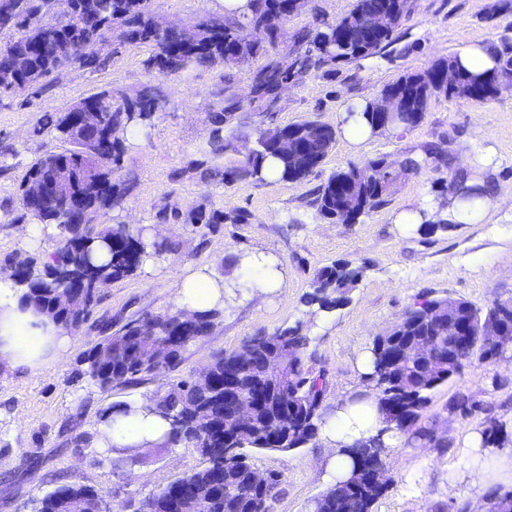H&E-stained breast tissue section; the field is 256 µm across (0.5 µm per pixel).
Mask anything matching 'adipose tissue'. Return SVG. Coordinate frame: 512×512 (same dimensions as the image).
<instances>
[{"mask_svg":"<svg viewBox=\"0 0 512 512\" xmlns=\"http://www.w3.org/2000/svg\"><path fill=\"white\" fill-rule=\"evenodd\" d=\"M224 282L207 269L184 274L177 282L180 307L190 311L205 310L221 303ZM68 344L63 329L50 319L22 310L20 289L6 275L0 276V365L36 370L61 360ZM167 423L159 416L143 412L115 422H104L98 445L102 448L148 447L163 440ZM323 443L331 453L326 464L329 482L346 477L351 461L346 448L381 437L385 445L400 444L399 435L384 431L378 399L374 392L360 390L337 400L334 411L320 428Z\"/></svg>","mask_w":512,"mask_h":512,"instance_id":"adipose-tissue-1","label":"adipose tissue"}]
</instances>
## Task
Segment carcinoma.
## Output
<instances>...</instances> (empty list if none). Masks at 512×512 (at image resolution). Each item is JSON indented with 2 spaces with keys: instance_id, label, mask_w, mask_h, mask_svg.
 <instances>
[{
  "instance_id": "carcinoma-1",
  "label": "carcinoma",
  "mask_w": 512,
  "mask_h": 512,
  "mask_svg": "<svg viewBox=\"0 0 512 512\" xmlns=\"http://www.w3.org/2000/svg\"><path fill=\"white\" fill-rule=\"evenodd\" d=\"M252 10L240 17H209L193 25L197 30L191 39L183 37V30L163 28L157 24L150 10L151 0H72V9L58 11L48 0H0V34L8 40L0 43V64L15 67L11 84L0 88V97L22 94L32 88L44 89L61 71L78 66L95 69L101 57L85 60L80 55L82 46L107 44L112 30H120V38L127 42L150 43L155 54L147 60V67L162 75L175 74L189 65L207 66L217 61L226 68L239 67L257 58L265 59L254 75L263 77L250 86L248 101L259 102L266 111L277 101L275 90L294 77L325 64L348 63L373 54L392 37V32L374 35L369 39L357 32L369 27L375 13L388 7L400 25L412 10V0H355L352 9L339 19L329 22L318 19L315 24L294 35L297 56L291 68L283 69L272 52L283 36V26L293 15L292 0H250ZM43 12L44 21L38 28L25 24L27 13ZM497 64L482 76L460 70L455 59H443L428 69L401 77L381 89L383 94H398L406 101V108L391 117L381 112H365L373 132L394 137L418 126L428 103L436 96L469 98L467 87L482 90L473 100L487 102L495 97L497 83L512 77V51L495 50ZM453 69L459 85L448 87V69ZM223 104L208 113L212 125L211 152L221 153L231 143L223 132L225 114L240 107V101L226 100V90L219 91ZM90 105L99 113V124L76 132L71 126L68 111L46 113L39 120L37 131L48 130L68 144L62 152L47 153L33 163L19 187L24 213L40 224L74 226L75 236L67 237L58 230L55 264H38L33 258L9 256L1 269L10 271L22 300L37 312L50 317L56 324L66 326L73 320L68 306L70 287L77 286L84 293L89 321L102 301V286L132 275L147 256V244L140 235L126 225L87 223L86 215L110 209L134 190L135 182L119 173L117 162L123 149L125 134L130 129H146L157 115L165 111L167 101L159 86L146 84L132 99L114 101L112 92L102 90L90 97ZM278 133H294L306 150L305 160L288 155L277 147L276 136L260 132L252 154L239 166L220 173L226 182L247 177H259L264 163L275 160L281 177L289 180L306 178L324 160L332 149L336 131L313 120H304L276 128ZM67 167L70 174L69 207L60 199L31 198L26 184L44 177L48 164ZM390 161L381 156L347 167L331 174L317 190L314 199L318 215L326 220L345 222L348 216L359 219L385 202L392 179L380 180ZM156 220L167 222L183 220L186 224H221L224 213L206 212L198 207L185 216L168 214L161 210ZM100 243L107 258L94 256L93 245ZM357 272L346 264L334 263L322 268L315 276L307 297V305L318 313L332 312L354 287ZM448 299L425 296L407 308L397 321L399 330L386 338L376 337L370 347L371 372L365 380L372 385L379 399L384 430L394 431L407 441L435 442L449 448L453 441L445 440L434 423L422 421L432 392L440 385L464 374L474 361L494 363L512 358V345H477L459 348L453 361H448L447 331L433 320L436 314L443 318L457 313L469 322L477 333L488 322L500 321L512 328V301H492L486 308H476L462 299L447 306ZM221 308L190 313L182 318L183 310L152 319L127 323L122 330L108 334L89 349L81 359L79 376L108 391L115 386H136L162 370L174 371L183 362L186 351L208 336L220 320ZM418 336H427L430 348L420 361L390 364L387 355L399 351L404 343ZM162 344L170 349L166 364L155 366L142 358L147 343ZM251 360L243 370V385L247 393L257 397L253 424L244 430L227 433L223 428L200 430L196 425L174 423L179 414L193 418L200 408L208 411L210 423L224 418V360L238 357L235 351L222 349L211 358L212 381L199 387L192 381H178L158 389L151 396L153 410L169 423L161 447L190 445L205 458L206 465L185 473L158 492L144 498L136 512H177L180 499L189 495L195 499V512H249L247 505L261 497L274 500L280 478L272 475L270 485L258 491L250 483L249 453L274 451L287 453L316 439L323 416L319 413L325 394V376L314 368V354H306L309 337L297 327L278 330L270 335L252 336L246 340ZM281 345L288 348L292 358L288 368L280 374L267 370L260 349ZM450 410L462 417L476 412L485 414L486 428L481 435V447L502 448L512 441V434L484 405L464 392L458 393ZM295 414L304 431L288 438L278 434L276 422L280 414ZM112 465L116 468L133 466L142 461L147 449L139 447L114 448ZM352 455L350 476L316 497L309 512H372L384 490L364 483L362 467L369 462L384 460L389 449L374 439L349 449ZM101 508L98 492L92 486L73 481L61 485L35 501V512H91Z\"/></svg>"
}]
</instances>
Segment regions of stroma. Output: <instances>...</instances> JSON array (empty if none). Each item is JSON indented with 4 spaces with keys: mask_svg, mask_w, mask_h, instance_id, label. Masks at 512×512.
Here are the masks:
<instances>
[{
    "mask_svg": "<svg viewBox=\"0 0 512 512\" xmlns=\"http://www.w3.org/2000/svg\"><path fill=\"white\" fill-rule=\"evenodd\" d=\"M354 0H310L291 16L277 47L287 60L294 35L315 19L336 20ZM156 18L182 26L224 13L221 0H152ZM466 41L512 44V0H414L411 15L395 31L390 44L368 57L324 65L294 78L280 94L276 111L259 112L246 105L253 66L227 69L216 64L190 66L161 79L167 112L137 139L125 142L122 173L136 179L134 192L122 205L98 214L100 224H125L144 241L165 239L175 250L160 261L148 260L129 277L104 291L97 312L111 317L113 328L176 310V283L188 271L207 268L227 281L239 277L241 258L262 255L280 266L277 287L241 293L227 290L224 316L209 336L191 347L177 371L163 372L129 388L100 390L77 379L80 359L99 340L92 323L71 332L65 363L31 372L0 367V512H30L33 499L52 490L54 482L83 481L102 498L119 506L139 501L174 478L204 467L193 447L164 448L122 473L112 470L111 451L97 444L67 445L70 427L97 434L102 416L113 403L130 401L169 383L188 380L207 365L216 350H236L249 337L302 326L316 354L315 366L325 375L324 413L339 397L362 385L359 357L377 334L424 295L451 297L486 308L493 300H512V88L486 103L432 98L422 122L391 138L376 137L351 145L337 136L332 150L301 180L245 179L223 182L215 169L239 165L256 146L260 130L301 120L339 127L348 100L376 97L404 75L419 73L440 59L454 56ZM154 48L126 42L117 51L103 49L99 68H68L47 89L0 99V145L12 157L0 159V259L14 254L39 258L57 247L55 229L32 240L18 230L28 224L18 187L30 165L48 151H61L53 133L35 134L47 112L64 111L73 102L108 89L116 97H134L152 81L145 66ZM228 88L240 109L224 129L230 151H210L208 112L217 107L218 88ZM435 155L417 171L396 168L385 204L355 224H332L319 217L315 191L334 172L351 162L379 156L403 159ZM466 170L483 182L490 197L484 218L456 224L431 235L416 225L400 228L394 218L448 201V186ZM203 206L224 213L245 212L244 224L157 222L165 208L180 213ZM337 262L362 267L363 274L346 302L328 314H311L305 298L315 274ZM505 377V386L492 384ZM491 406L512 425V362H474L465 373L439 386L424 412L436 421L452 447L413 443L390 449L385 467L395 478L376 502L374 512H448L453 502L484 496L472 474L466 452L468 438L484 429L482 415L462 417L448 405L458 392ZM327 450L320 441L288 453L259 452L258 471L281 476L272 512H308L323 493ZM457 476L449 486V476Z\"/></svg>",
    "mask_w": 512,
    "mask_h": 512,
    "instance_id": "obj_1",
    "label": "stroma"
}]
</instances>
